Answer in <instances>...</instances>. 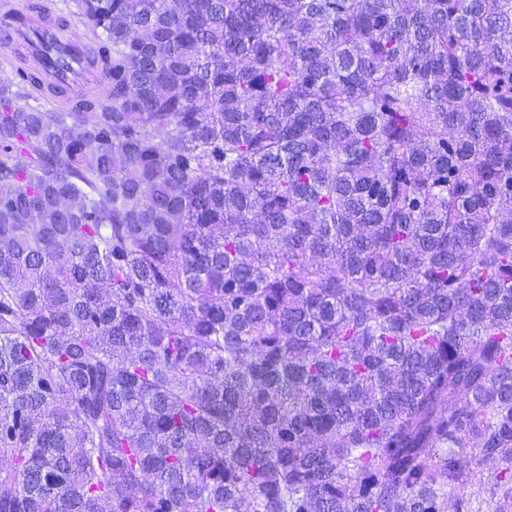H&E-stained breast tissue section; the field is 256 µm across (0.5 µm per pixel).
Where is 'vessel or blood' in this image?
Masks as SVG:
<instances>
[{
  "instance_id": "vessel-or-blood-1",
  "label": "vessel or blood",
  "mask_w": 512,
  "mask_h": 512,
  "mask_svg": "<svg viewBox=\"0 0 512 512\" xmlns=\"http://www.w3.org/2000/svg\"><path fill=\"white\" fill-rule=\"evenodd\" d=\"M37 11L41 20L38 26L27 25L30 11ZM16 7L14 0H0V34L10 45H24L31 52H49L61 48L66 51L70 64L67 70L57 73L48 72L49 80H64L66 86L81 87L82 84L102 80V71L87 68L84 60L91 50L86 42L72 37L68 27L59 25L52 17L50 0H43L36 9Z\"/></svg>"
}]
</instances>
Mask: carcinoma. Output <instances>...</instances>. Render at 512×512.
Instances as JSON below:
<instances>
[{"label":"carcinoma","instance_id":"1","mask_svg":"<svg viewBox=\"0 0 512 512\" xmlns=\"http://www.w3.org/2000/svg\"><path fill=\"white\" fill-rule=\"evenodd\" d=\"M77 9L103 93L0 77V512H506L512 0ZM491 467L490 463H481L477 459L472 460L471 468L474 476L473 484L468 490L470 500L468 509L464 508L462 512H494V499L491 500L490 493L486 490L487 485L484 484L483 478L481 479L487 475V471Z\"/></svg>","mask_w":512,"mask_h":512}]
</instances>
